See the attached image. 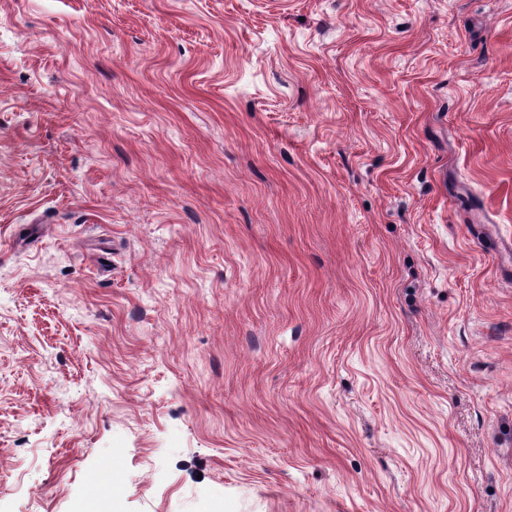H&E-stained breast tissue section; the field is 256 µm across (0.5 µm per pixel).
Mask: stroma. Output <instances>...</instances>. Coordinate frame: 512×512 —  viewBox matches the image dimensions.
<instances>
[{"mask_svg": "<svg viewBox=\"0 0 512 512\" xmlns=\"http://www.w3.org/2000/svg\"><path fill=\"white\" fill-rule=\"evenodd\" d=\"M512 0H0V512H512Z\"/></svg>", "mask_w": 512, "mask_h": 512, "instance_id": "35a3bbf8", "label": "stroma"}]
</instances>
